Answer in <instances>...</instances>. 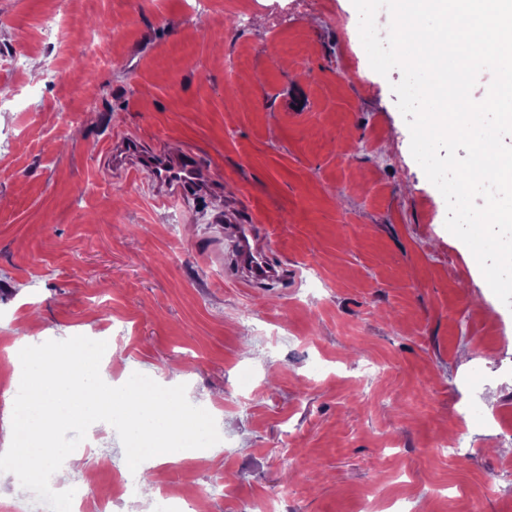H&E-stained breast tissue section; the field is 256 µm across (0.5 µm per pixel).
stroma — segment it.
<instances>
[{
    "mask_svg": "<svg viewBox=\"0 0 512 512\" xmlns=\"http://www.w3.org/2000/svg\"><path fill=\"white\" fill-rule=\"evenodd\" d=\"M57 12L63 43H44ZM352 0L248 22L219 0H0V343L96 336L112 381L180 378L221 440L192 474L209 512H512V310L444 222L391 90L355 48ZM110 31L91 50L86 32ZM234 65L238 80L224 83ZM192 154L213 183L160 204L113 166L128 141ZM259 219L283 276L237 272L229 225ZM71 484L129 486L94 427ZM96 470L94 482L86 473Z\"/></svg>",
    "mask_w": 512,
    "mask_h": 512,
    "instance_id": "35a3bbf8",
    "label": "stroma"
}]
</instances>
